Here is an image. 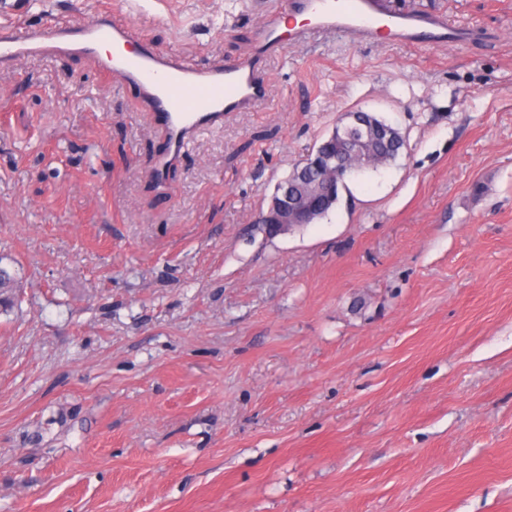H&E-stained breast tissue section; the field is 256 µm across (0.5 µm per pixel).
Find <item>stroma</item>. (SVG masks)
Returning <instances> with one entry per match:
<instances>
[{
  "label": "stroma",
  "instance_id": "1",
  "mask_svg": "<svg viewBox=\"0 0 512 512\" xmlns=\"http://www.w3.org/2000/svg\"><path fill=\"white\" fill-rule=\"evenodd\" d=\"M25 24L97 0H27ZM275 0H112L193 65ZM476 29L315 37L267 102L166 136L76 55L0 66V512H512V0H407ZM406 144L327 218L256 231L339 117Z\"/></svg>",
  "mask_w": 512,
  "mask_h": 512
}]
</instances>
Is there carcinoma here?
<instances>
[{
	"label": "carcinoma",
	"instance_id": "obj_1",
	"mask_svg": "<svg viewBox=\"0 0 512 512\" xmlns=\"http://www.w3.org/2000/svg\"><path fill=\"white\" fill-rule=\"evenodd\" d=\"M360 140L363 143L362 159L352 161L348 141L343 137L327 139L319 144L314 153L297 164L289 175L280 181L276 188L288 189L295 198L302 200L330 177H335L334 199L329 201L313 219L321 220L329 215L341 198V192L348 191L346 179L352 175L376 172L379 168L396 161L405 141L403 138L388 142L377 140L367 128H361Z\"/></svg>",
	"mask_w": 512,
	"mask_h": 512
}]
</instances>
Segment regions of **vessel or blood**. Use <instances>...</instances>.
Instances as JSON below:
<instances>
[{
	"mask_svg": "<svg viewBox=\"0 0 512 512\" xmlns=\"http://www.w3.org/2000/svg\"><path fill=\"white\" fill-rule=\"evenodd\" d=\"M288 16L297 20L290 28L284 25ZM335 33L354 45L386 40L424 49L457 45L470 36L446 16L401 7L395 0H278L256 28L248 58L194 68L157 54L146 42H133L129 30L113 22L107 4L78 26L31 25L0 33V62L74 54L133 89L165 129L167 149L155 168L161 180L178 166L200 130L221 126L225 115L266 101L269 58ZM107 45L112 52L105 56L101 50Z\"/></svg>",
	"mask_w": 512,
	"mask_h": 512,
	"instance_id": "1",
	"label": "vessel or blood"
}]
</instances>
